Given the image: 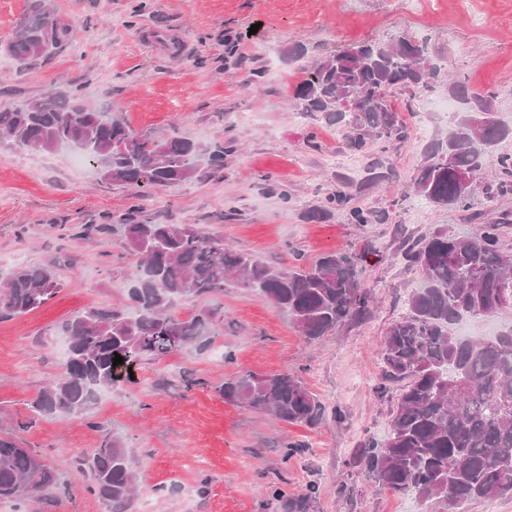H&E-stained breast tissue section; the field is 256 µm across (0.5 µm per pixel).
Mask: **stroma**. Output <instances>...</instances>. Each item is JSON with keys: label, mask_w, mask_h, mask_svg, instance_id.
<instances>
[{"label": "stroma", "mask_w": 512, "mask_h": 512, "mask_svg": "<svg viewBox=\"0 0 512 512\" xmlns=\"http://www.w3.org/2000/svg\"><path fill=\"white\" fill-rule=\"evenodd\" d=\"M70 21L75 49L22 65L1 47L27 0H0V100L37 97L61 85L120 116L137 134L176 133L231 146L224 166L173 187L140 193L103 181L69 151L0 147V272L54 264L64 287L42 309L0 322V437L60 471V485L37 512H105L73 464L84 448L119 433L138 472L132 512H268L274 489H320L319 512H422L415 494L383 488L366 466L368 438H383L399 383L383 378L378 345L407 312L418 270L405 242L436 227L468 233L500 221L512 249V192L470 209L437 210L412 192L425 147L445 136L429 100L395 91L408 112L409 138L367 155L350 151L335 129L297 118L293 88L302 46L314 60L369 39H426L444 70L489 92L512 123V0H53ZM241 39L229 54L226 35ZM263 71L255 81L254 71ZM384 179L372 181L371 163ZM345 190L352 204L385 213L383 223H351L330 205ZM150 224H198L237 250L280 266L344 249L361 258L368 304L335 332L309 340L267 298L234 285L190 298L174 314L214 309L222 325L201 349L139 362L91 420L46 417L32 401L63 373L57 326L90 307L125 306L122 283L133 257L110 235L85 228L114 224L128 211ZM295 374L326 407L313 427L274 429L260 412L226 402L225 379L245 372ZM303 444L283 459L281 436Z\"/></svg>", "instance_id": "stroma-1"}]
</instances>
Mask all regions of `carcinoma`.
<instances>
[{"label":"carcinoma","mask_w":512,"mask_h":512,"mask_svg":"<svg viewBox=\"0 0 512 512\" xmlns=\"http://www.w3.org/2000/svg\"><path fill=\"white\" fill-rule=\"evenodd\" d=\"M74 40L52 0H30L5 51L19 62H34L71 49ZM438 76L427 40L398 35L315 61L293 98L303 116L318 115L365 154L408 138L392 93H432ZM445 81L451 96L472 107L451 113L448 134L424 155L415 192L433 207L467 209L493 147L512 135V127L493 112L481 119L489 93L470 89L458 74ZM1 142L21 151L77 146L104 180L132 188L177 186L205 168L224 167L230 151L176 134L139 136L67 86L37 99L1 100ZM497 163L499 191L506 192L512 189V155L497 156ZM348 213L353 224L380 220L360 206ZM98 231L139 256L126 282L130 306L92 308L60 324L70 348L63 375L33 401L43 415L91 418L100 395L120 385L116 353L138 360L204 345L217 334L215 314L202 310L182 320L172 309L222 291L230 281L268 298L307 339L333 333L366 308L363 269L349 252H328L305 266L273 267L225 245L221 235L193 224L143 223L132 211ZM403 259L421 271L422 280L408 299V313L387 329L381 345L386 376L403 387L387 435L366 443L368 468L389 489L415 494L429 512H456L473 500L512 495V330L480 338L448 331L464 319H492L512 306V254L501 248V225L485 224L478 234L439 227L410 244ZM63 287L52 264H24L0 274V321L43 308ZM222 392L225 401L287 425L314 426L325 415L318 399L286 371L229 378ZM77 468L89 475V491L106 512H128L138 475L122 438L81 453ZM57 485L55 469L0 437V499L36 504ZM318 504L319 488L309 484L295 494L274 490L268 506L269 512H318Z\"/></svg>","instance_id":"obj_1"}]
</instances>
